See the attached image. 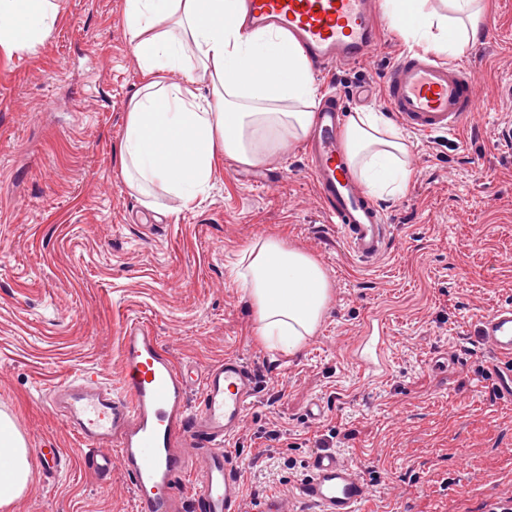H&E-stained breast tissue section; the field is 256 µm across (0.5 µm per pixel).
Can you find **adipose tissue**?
Wrapping results in <instances>:
<instances>
[{
  "label": "adipose tissue",
  "mask_w": 512,
  "mask_h": 512,
  "mask_svg": "<svg viewBox=\"0 0 512 512\" xmlns=\"http://www.w3.org/2000/svg\"><path fill=\"white\" fill-rule=\"evenodd\" d=\"M451 15L427 0H386L394 31L442 56L467 54L481 33V0H448ZM246 0H125L123 22L142 84L126 113L121 163L131 188L162 190L192 203L224 158L254 166L266 147L304 138L318 93L310 64L284 32L253 29ZM60 21L56 0H0V55L42 45ZM180 71L184 82L173 83ZM209 80V95L196 89ZM344 143L348 163L370 191L401 194L411 148L381 113L354 112ZM236 279L256 315L263 344L300 350L327 310L330 283L320 263L276 237L242 250ZM32 480L29 450L12 417L0 414V512Z\"/></svg>",
  "instance_id": "1"
}]
</instances>
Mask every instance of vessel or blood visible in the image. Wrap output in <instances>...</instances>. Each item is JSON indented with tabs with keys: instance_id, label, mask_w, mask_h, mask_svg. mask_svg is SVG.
<instances>
[{
	"instance_id": "1",
	"label": "vessel or blood",
	"mask_w": 512,
	"mask_h": 512,
	"mask_svg": "<svg viewBox=\"0 0 512 512\" xmlns=\"http://www.w3.org/2000/svg\"><path fill=\"white\" fill-rule=\"evenodd\" d=\"M378 15L379 0H248L249 23L288 31L320 72L367 57L379 44ZM384 89L399 125L416 134L457 131L483 110L475 67L423 52L400 53L384 76ZM344 124L338 96L327 95L314 111L305 161L326 221L339 229L348 253L369 264L389 249L393 226L351 172ZM476 334L495 357L499 394L512 398V303L480 316ZM388 349L384 327L366 322L355 363L364 374L381 376ZM120 360L114 384L88 370L52 387L44 401L80 439L86 469L105 480L120 467L132 485L133 512H289L294 500L315 512H363L369 490L361 468L331 448L311 457L294 495L247 506L243 469L226 445L240 432L260 386L239 356L197 369L176 361L148 325L135 321L122 331ZM194 391L199 400L193 406ZM37 457L46 478L66 464L63 449L51 444ZM191 469L196 487L187 497L178 480Z\"/></svg>"
}]
</instances>
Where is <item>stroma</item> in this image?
Returning <instances> with one entry per match:
<instances>
[{
	"instance_id": "obj_1",
	"label": "stroma",
	"mask_w": 512,
	"mask_h": 512,
	"mask_svg": "<svg viewBox=\"0 0 512 512\" xmlns=\"http://www.w3.org/2000/svg\"><path fill=\"white\" fill-rule=\"evenodd\" d=\"M494 37L476 64L484 110L454 134H407L412 178L379 197L394 226L376 263L345 251L326 223L298 141L274 149L283 170L225 159L190 206L144 197L121 173L127 103L141 83L122 16L125 0H58L62 21L37 52L0 58V411L29 448L79 443L42 397L83 371L107 384L120 368L125 323L148 324L183 363L227 354L258 374L261 392L228 450L245 469L244 498L292 489L323 440L361 463L366 512H480L512 493V400L499 395L494 357L475 319L512 303V0H492ZM377 55L315 77L345 92L346 112H385L383 78L405 42L381 16ZM370 84L373 97L352 92ZM277 237L318 260L332 286L318 331L289 354L254 340V311L235 263ZM384 317L390 372L362 375L348 352L370 314ZM451 357L435 371L437 357ZM322 419H309L312 401ZM278 430L270 441L266 431ZM127 477L107 481L77 460L33 478L8 512H132Z\"/></svg>"
}]
</instances>
